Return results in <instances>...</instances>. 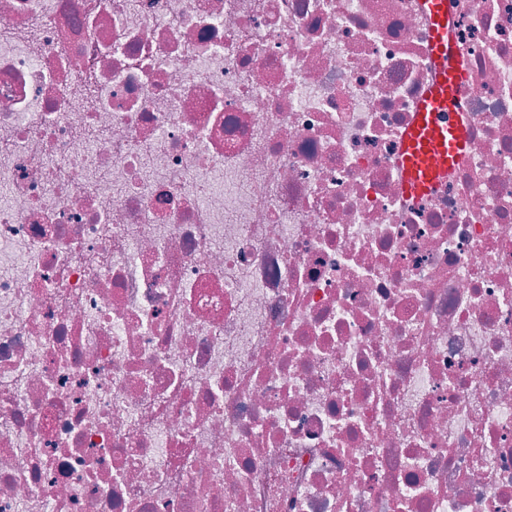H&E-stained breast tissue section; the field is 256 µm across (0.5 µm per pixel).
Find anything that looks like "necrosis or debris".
I'll return each instance as SVG.
<instances>
[{
    "mask_svg": "<svg viewBox=\"0 0 512 512\" xmlns=\"http://www.w3.org/2000/svg\"><path fill=\"white\" fill-rule=\"evenodd\" d=\"M0 0V512H512V0ZM421 4L430 23L435 75L404 134L398 160L406 191L414 198L428 195L448 179V173L467 150L460 102L466 76L453 63L448 1L422 0Z\"/></svg>",
    "mask_w": 512,
    "mask_h": 512,
    "instance_id": "1",
    "label": "necrosis or debris"
}]
</instances>
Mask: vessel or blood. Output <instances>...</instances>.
Segmentation results:
<instances>
[{"label": "vessel or blood", "mask_w": 512, "mask_h": 512, "mask_svg": "<svg viewBox=\"0 0 512 512\" xmlns=\"http://www.w3.org/2000/svg\"><path fill=\"white\" fill-rule=\"evenodd\" d=\"M430 23L434 80L406 130L398 167L407 193L421 198L442 181L465 155L467 131L460 97L466 76L453 62L448 35V0H421Z\"/></svg>", "instance_id": "1"}]
</instances>
